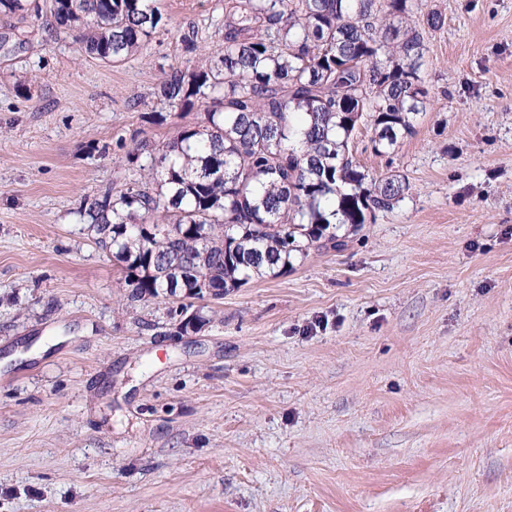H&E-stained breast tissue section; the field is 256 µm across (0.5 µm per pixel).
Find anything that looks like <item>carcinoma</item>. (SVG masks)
<instances>
[{"mask_svg": "<svg viewBox=\"0 0 512 512\" xmlns=\"http://www.w3.org/2000/svg\"><path fill=\"white\" fill-rule=\"evenodd\" d=\"M219 63L171 67L160 86L168 111L204 106L200 123L168 141L126 150L130 177L84 198L78 214L125 273L130 298L173 295L157 269L179 262L189 298L279 274L295 255L346 246L404 198L397 174L375 176L353 156L359 125L389 154L425 108V27L416 0H233ZM54 23L77 30L80 51L122 62L162 21L149 0H53Z\"/></svg>", "mask_w": 512, "mask_h": 512, "instance_id": "cac0c4a2", "label": "carcinoma"}]
</instances>
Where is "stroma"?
Listing matches in <instances>:
<instances>
[{
  "label": "stroma",
  "instance_id": "stroma-1",
  "mask_svg": "<svg viewBox=\"0 0 512 512\" xmlns=\"http://www.w3.org/2000/svg\"><path fill=\"white\" fill-rule=\"evenodd\" d=\"M232 0H155L119 63L0 14V512H512V0H427L403 201L182 332L82 224L165 71L217 64ZM197 50L187 53L186 41Z\"/></svg>",
  "mask_w": 512,
  "mask_h": 512
}]
</instances>
